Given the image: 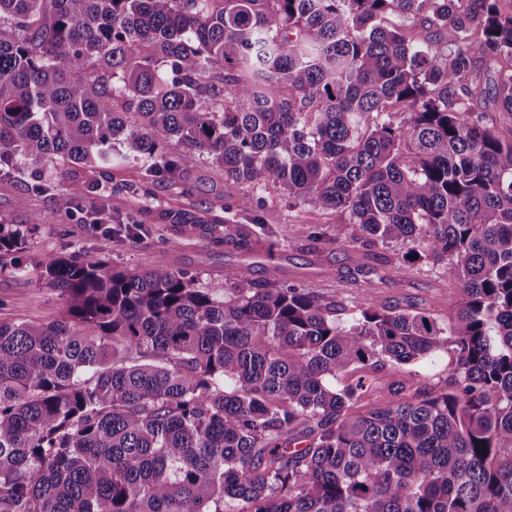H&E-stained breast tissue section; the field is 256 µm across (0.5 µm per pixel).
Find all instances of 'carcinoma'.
<instances>
[{"label": "carcinoma", "mask_w": 512, "mask_h": 512, "mask_svg": "<svg viewBox=\"0 0 512 512\" xmlns=\"http://www.w3.org/2000/svg\"><path fill=\"white\" fill-rule=\"evenodd\" d=\"M20 157L96 184L208 161L239 213L272 186L347 214L367 275L398 242L448 262L461 306L42 262L61 317L0 320V512H512V0H0V175ZM278 221L214 243L271 255ZM24 248L1 214L0 272ZM444 353L445 391L415 373L349 413L363 372Z\"/></svg>", "instance_id": "carcinoma-1"}]
</instances>
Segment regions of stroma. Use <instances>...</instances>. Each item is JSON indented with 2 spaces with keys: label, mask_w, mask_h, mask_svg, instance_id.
Returning a JSON list of instances; mask_svg holds the SVG:
<instances>
[{
  "label": "stroma",
  "mask_w": 512,
  "mask_h": 512,
  "mask_svg": "<svg viewBox=\"0 0 512 512\" xmlns=\"http://www.w3.org/2000/svg\"><path fill=\"white\" fill-rule=\"evenodd\" d=\"M108 175L110 183L121 185V192L103 196L93 191L90 179L67 180L73 208L61 215L54 214L52 201L34 187L0 177V214L29 230L27 248L20 255L24 263L76 250L84 259L106 258L119 268L163 264L184 269L196 274L204 285L223 282L226 271L243 263L254 264L260 271L273 263L278 267L279 283L301 284L351 306L367 300L379 309L423 310L442 323L456 316L460 282L447 262L400 261L406 247L394 243L389 251L397 259L385 268L382 279L361 275L359 268L366 258L355 241L356 225L343 213L307 205L292 207L287 195L271 192L266 201L280 216L273 227L278 243L275 254L267 256L261 246L242 253L213 245L207 234L181 231L164 216L168 210L198 208L220 217L225 208L235 205L243 187L226 181L223 172L207 162L183 173L175 183L163 178L145 181L139 164L131 161L112 166ZM144 190L155 206L152 219L136 235L105 243L94 223H128L142 205L140 193ZM22 195L27 205L21 209L17 200ZM63 309L56 291L34 276L0 273V320L47 323L58 319Z\"/></svg>",
  "instance_id": "35a3bbf8"
}]
</instances>
